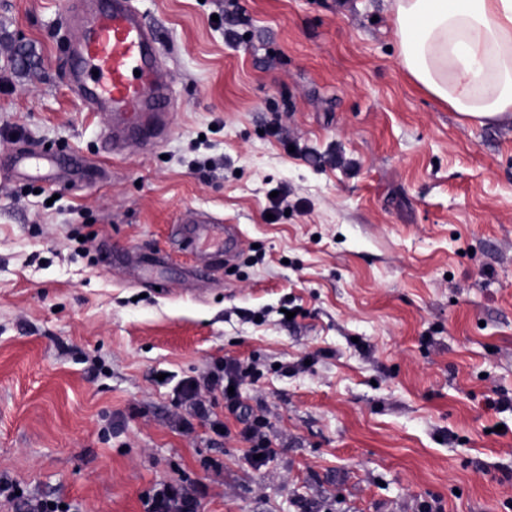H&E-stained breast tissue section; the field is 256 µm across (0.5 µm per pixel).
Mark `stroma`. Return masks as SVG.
<instances>
[{
  "label": "stroma",
  "mask_w": 512,
  "mask_h": 512,
  "mask_svg": "<svg viewBox=\"0 0 512 512\" xmlns=\"http://www.w3.org/2000/svg\"><path fill=\"white\" fill-rule=\"evenodd\" d=\"M134 3L176 108L114 155L63 76L66 0H0V475L75 512L160 482L198 512H512V122L415 82L394 0ZM48 147L57 184L6 164ZM228 359L238 411L182 425L156 373ZM191 224H196L194 228V234L197 238L203 239H221L223 242L225 241V255L228 252V245L235 238L236 231L231 225H222L219 222H216L212 217L207 215H201L196 219L195 222ZM219 232H221L219 234ZM261 427V423L256 421L253 424H246L241 431L243 438L252 444L250 455L257 464L263 463L267 456L273 453L270 442L261 433ZM258 454H261V458L254 459V455Z\"/></svg>",
  "instance_id": "1"
}]
</instances>
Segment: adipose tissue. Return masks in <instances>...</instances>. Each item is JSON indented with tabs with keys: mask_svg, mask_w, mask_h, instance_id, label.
I'll list each match as a JSON object with an SVG mask.
<instances>
[{
	"mask_svg": "<svg viewBox=\"0 0 512 512\" xmlns=\"http://www.w3.org/2000/svg\"><path fill=\"white\" fill-rule=\"evenodd\" d=\"M402 64L469 121L512 119V0H395Z\"/></svg>",
	"mask_w": 512,
	"mask_h": 512,
	"instance_id": "ef3b65f1",
	"label": "adipose tissue"
}]
</instances>
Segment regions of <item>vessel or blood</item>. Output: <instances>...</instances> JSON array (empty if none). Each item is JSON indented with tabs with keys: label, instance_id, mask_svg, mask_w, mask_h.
<instances>
[{
	"label": "vessel or blood",
	"instance_id": "1",
	"mask_svg": "<svg viewBox=\"0 0 512 512\" xmlns=\"http://www.w3.org/2000/svg\"><path fill=\"white\" fill-rule=\"evenodd\" d=\"M86 20L80 43L66 47L67 82L77 98L92 110L112 118L104 137L116 145L127 137L148 144L162 141L168 133L163 120L172 108L171 90L161 77V49L155 32L147 26L132 0H98ZM51 151H22L10 165L32 171L35 178L51 179L57 167ZM194 233L203 239L232 241V226L203 215Z\"/></svg>",
	"mask_w": 512,
	"mask_h": 512
}]
</instances>
